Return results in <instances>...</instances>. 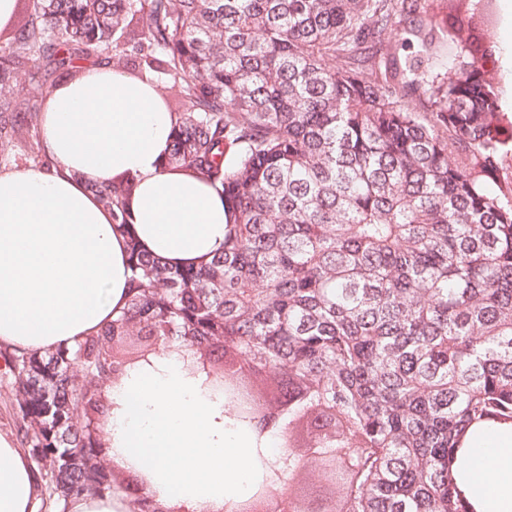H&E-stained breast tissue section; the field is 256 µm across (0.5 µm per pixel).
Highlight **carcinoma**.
I'll return each instance as SVG.
<instances>
[{"label":"carcinoma","mask_w":512,"mask_h":512,"mask_svg":"<svg viewBox=\"0 0 512 512\" xmlns=\"http://www.w3.org/2000/svg\"><path fill=\"white\" fill-rule=\"evenodd\" d=\"M0 36V163L40 164L43 97L81 65L178 99L166 166L224 194V250L173 268L129 240L127 307L52 352L0 351L43 505L117 489L162 512L103 429L106 384L186 349L260 455L267 512H467L452 475L474 422H512V125L489 0H21ZM133 178L94 185L130 224ZM302 439L306 453L295 450ZM333 459L344 467L328 471Z\"/></svg>","instance_id":"obj_1"}]
</instances>
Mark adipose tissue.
<instances>
[{"instance_id":"1","label":"adipose tissue","mask_w":512,"mask_h":512,"mask_svg":"<svg viewBox=\"0 0 512 512\" xmlns=\"http://www.w3.org/2000/svg\"><path fill=\"white\" fill-rule=\"evenodd\" d=\"M175 117L156 81L100 64L56 84L41 109L43 167L0 173V346L47 352L74 344L126 307L127 236L171 265L224 248V196L165 167ZM135 178L128 233L89 191ZM206 373L158 356L107 387L102 440L119 471L146 474L166 512H224L257 466L251 433L235 428ZM452 472L468 512H512V424H473ZM41 479L0 432V512H36Z\"/></svg>"}]
</instances>
